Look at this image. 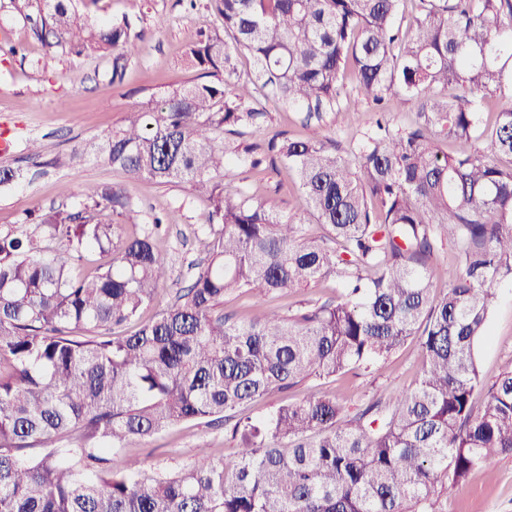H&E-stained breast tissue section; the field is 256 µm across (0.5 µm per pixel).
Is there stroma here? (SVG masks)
I'll return each instance as SVG.
<instances>
[{
	"mask_svg": "<svg viewBox=\"0 0 512 512\" xmlns=\"http://www.w3.org/2000/svg\"><path fill=\"white\" fill-rule=\"evenodd\" d=\"M72 5L79 13L108 24L128 18L133 33L139 36L140 53L128 61L123 79L113 81L111 57L78 56L46 46L34 22L14 14L9 0H0V42L19 48L16 55H0V132L11 139L9 151L0 152V166L20 167L31 173L26 181L0 187V232L25 223L29 215L74 207L85 184L126 186L132 213L119 217L106 210L99 219L120 224L122 235L127 237L154 217L162 218L157 246L167 260L169 279L148 308L154 314L174 302L179 289L201 270L218 241L217 233L202 225L209 207L206 195L183 183L143 180L132 184L120 170L93 159L76 170L52 166L51 161L73 146L104 137L131 109L194 80L197 73L185 62L186 48L200 33H223L224 22L214 0H72ZM268 112L263 130L246 131L242 143L261 144L276 134L293 138L309 135L304 112L280 104L269 105ZM376 119L375 105L349 80L339 105L323 112L319 125L333 150L348 157ZM32 139L43 145L36 160L28 157L27 143ZM224 180L245 187L282 216L296 220L305 214L297 178L288 168L266 166L253 171L235 167ZM335 296L336 281L330 278L296 295L270 298L261 308L253 306L248 297L229 295L223 311L238 318L255 317L266 308L284 313L297 308L299 302L321 303ZM477 360L488 383L512 367L511 283L501 286L490 316L489 334L477 348ZM422 366V349L411 340L372 374L311 380L256 401L246 414L260 419L282 403L300 401L319 390L339 395L350 408L367 401L377 390L388 393L414 388ZM236 446L223 425L193 421L147 441L131 443L128 452L146 458L156 469L171 470L191 465L202 448L211 449L215 457L232 459ZM436 495L447 512H512V455L501 456L494 472L474 470L462 487L440 489Z\"/></svg>",
	"mask_w": 512,
	"mask_h": 512,
	"instance_id": "1",
	"label": "stroma"
}]
</instances>
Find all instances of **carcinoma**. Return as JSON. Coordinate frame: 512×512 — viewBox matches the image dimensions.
I'll return each mask as SVG.
<instances>
[{
  "mask_svg": "<svg viewBox=\"0 0 512 512\" xmlns=\"http://www.w3.org/2000/svg\"><path fill=\"white\" fill-rule=\"evenodd\" d=\"M10 2L48 47L112 56L114 80L138 53L126 18L108 26L71 0ZM400 2L215 0L224 36L202 33L185 53L198 80L53 160L76 168L93 154L132 181L190 184L208 196L202 223L222 229L206 267L147 319L169 278L154 238L161 220L126 239L98 220L132 212L124 187L85 186L78 208L37 216L41 237L24 224L0 233V512H444L438 489L512 454V368L487 388L477 362L498 287L512 282V167L469 149L487 136L495 155L512 157V0H417L405 33ZM240 52L254 70L238 69ZM348 72L377 105L394 88L421 103L460 150L392 132L387 112L352 159L317 130L262 146L223 140L261 127L271 98L334 109ZM452 83L456 100L434 94ZM488 98L504 101L490 126ZM279 162L333 246L217 180ZM443 240L454 267L434 260ZM94 252L112 264L82 273ZM329 276L331 302L242 321L218 311L229 293L260 306ZM438 279L448 292L434 298ZM124 323L135 331L114 335ZM409 339L424 353L410 392L353 412L315 393L260 420L239 416L275 391L367 370ZM187 421L232 423L233 463L202 448L190 467L153 470L126 453Z\"/></svg>",
  "mask_w": 512,
  "mask_h": 512,
  "instance_id": "1",
  "label": "carcinoma"
}]
</instances>
